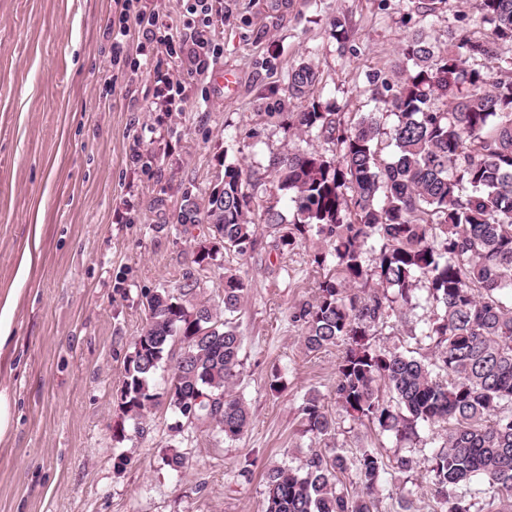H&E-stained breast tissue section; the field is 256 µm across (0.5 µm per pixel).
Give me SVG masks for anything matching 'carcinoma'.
<instances>
[{"instance_id": "obj_1", "label": "carcinoma", "mask_w": 512, "mask_h": 512, "mask_svg": "<svg viewBox=\"0 0 512 512\" xmlns=\"http://www.w3.org/2000/svg\"><path fill=\"white\" fill-rule=\"evenodd\" d=\"M488 40L448 39L441 47L407 39L395 81L372 90L376 110L357 120L335 101L315 97L318 71L306 63L288 74V93L308 101L288 116V136L311 133L333 145L332 154L288 151L267 166L268 198L261 179L238 163L223 162L221 193L201 200L181 192L176 223L199 224L214 246L193 263L210 265L222 252L254 247L257 225L274 233L281 251L313 231L325 242L314 262L334 273L318 281L315 301L294 308L309 353L343 346L336 365V402L354 422L399 443L422 427L446 426L430 449L423 487L440 512H472L471 486L484 480L512 499V77L491 79L468 62L512 43V0H481ZM340 45L350 30L344 15L330 20ZM394 116L387 127L382 116ZM375 254L374 263L366 255ZM425 284L426 295L417 294ZM248 291L224 275L219 300L187 273L170 288L144 294L146 323L131 345L116 397L112 435L147 432L146 418L168 397V408L187 428L207 425L225 441L251 424L235 389L244 367L243 341L233 321ZM429 314L411 328L420 354L386 349L376 338ZM179 354L165 386L159 372L173 349ZM198 389L193 414L181 395ZM305 433L336 434V421L319 395L302 407ZM171 471L188 467L178 451L162 456ZM388 464L371 448L354 459L311 450L301 465L266 471V512H378V487ZM352 473L356 491L343 488Z\"/></svg>"}]
</instances>
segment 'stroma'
<instances>
[{"label":"stroma","mask_w":512,"mask_h":512,"mask_svg":"<svg viewBox=\"0 0 512 512\" xmlns=\"http://www.w3.org/2000/svg\"><path fill=\"white\" fill-rule=\"evenodd\" d=\"M421 3L213 0L218 56L205 77L187 78L182 111L166 112L156 76L181 60L154 43L138 66H113L112 0H0V303L12 304L0 355V391L12 402L0 435V512H264L263 474L298 465L313 447L412 459L409 474L389 468L381 477L379 512H402L403 480L422 479L437 435L422 429L400 448L337 404L339 348L308 353L291 320L324 275L314 261L319 237L281 252L262 227L252 251L224 252L202 270L195 238L172 215L181 188L204 194L223 160L261 170L290 148L330 152L314 135L290 138L282 128L283 113L306 106L288 94L300 63L316 66L318 95L355 119L372 109V80L391 78L406 38L443 46L452 34H488L480 0H448L434 16ZM339 12L351 29L342 46L329 31ZM227 73L238 81L231 96ZM147 151L156 161L145 170L136 157ZM228 270L249 284L235 316L248 431L233 442L177 433L176 416L160 405L145 436L114 440L143 293L191 272L215 297ZM275 375L284 384L277 394L268 388ZM311 393L335 419V436H302L300 407ZM169 445L189 457L185 473L163 465Z\"/></svg>","instance_id":"stroma-1"}]
</instances>
